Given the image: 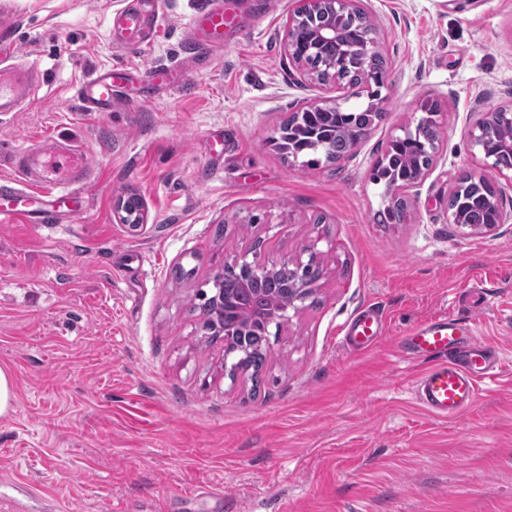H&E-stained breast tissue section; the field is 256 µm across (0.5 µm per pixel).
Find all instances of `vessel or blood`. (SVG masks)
Here are the masks:
<instances>
[{"instance_id":"1","label":"vessel or blood","mask_w":512,"mask_h":512,"mask_svg":"<svg viewBox=\"0 0 512 512\" xmlns=\"http://www.w3.org/2000/svg\"><path fill=\"white\" fill-rule=\"evenodd\" d=\"M153 20L151 0H131L116 15L114 27L126 44L141 42ZM233 18L224 0H210L206 8L191 21L193 38L208 53L224 48V31ZM17 46L0 42V112L19 111L26 89L40 78L38 68L17 70L7 66ZM186 78L182 65L155 67L146 74V82L156 88L180 87ZM132 80L125 66L101 69L84 80L77 96L88 112H108L114 98ZM16 166L25 176L24 182L0 183V220L24 224H52L61 216L62 206L78 197L90 179L91 155L77 143L60 151H50L47 159L28 160L19 157ZM384 330L383 315L376 308L359 312L350 322L348 334L352 347L372 346ZM408 349L427 359L428 367L416 381V397L430 413L454 418L473 408L478 400L481 382L495 378L500 370L501 355L493 346L477 337L475 320L455 315L431 318L411 331Z\"/></svg>"}]
</instances>
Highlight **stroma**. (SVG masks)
<instances>
[{"label":"stroma","instance_id":"1","mask_svg":"<svg viewBox=\"0 0 512 512\" xmlns=\"http://www.w3.org/2000/svg\"><path fill=\"white\" fill-rule=\"evenodd\" d=\"M129 0H0V40L43 79L0 116V180L55 136L92 157L76 213L0 223V512H512V180L484 166L469 131L512 103V0H361L389 61L381 122L340 163L310 167L273 144L281 123L333 96L297 83L283 45L299 0H225L224 50L183 86L82 111L75 87L113 65L193 54L207 0H155L156 32L123 45ZM438 103V154L408 218L378 224L371 172L389 141ZM500 192L507 223L454 224L462 173ZM137 196L146 224L116 222ZM319 254L318 302L271 335L259 379L224 375L202 330V293L225 258ZM385 331L343 341L367 307ZM465 315L503 354L477 405L439 418L415 398L426 364L401 354L411 328ZM14 401L12 375L7 369L0 368V417L7 416L13 411Z\"/></svg>","mask_w":512,"mask_h":512}]
</instances>
